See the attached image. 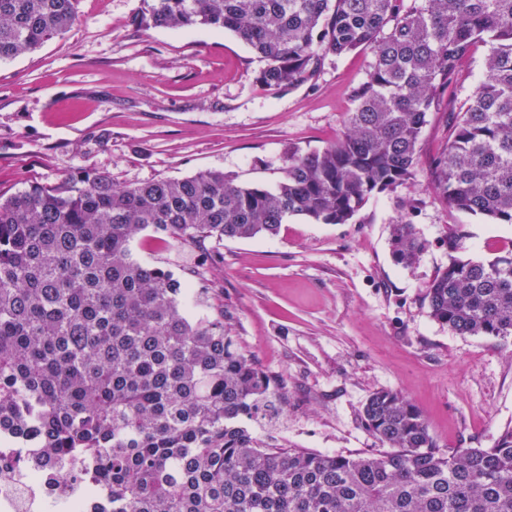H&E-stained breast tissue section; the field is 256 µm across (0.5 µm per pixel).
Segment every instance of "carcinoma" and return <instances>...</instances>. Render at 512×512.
I'll list each match as a JSON object with an SVG mask.
<instances>
[{"instance_id":"carcinoma-1","label":"carcinoma","mask_w":512,"mask_h":512,"mask_svg":"<svg viewBox=\"0 0 512 512\" xmlns=\"http://www.w3.org/2000/svg\"><path fill=\"white\" fill-rule=\"evenodd\" d=\"M77 0H0V62L65 36ZM139 27L232 32L278 91L329 56L372 54L350 90L345 130L288 151L271 187L222 171L117 186L106 172L0 194V427L15 448L82 462L98 512H512V427L492 448L438 449L421 411L377 390L360 421L380 449L276 447L244 420L269 406L270 377L233 349L224 314L193 318L207 284L137 260L151 230L194 249L275 236L295 216L347 224L413 175L429 116L488 47L483 79L457 112L433 189L448 206L512 224V0H151ZM424 292L429 317L459 335L512 337V250L459 257ZM413 267L414 225L392 227Z\"/></svg>"}]
</instances>
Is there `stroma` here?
I'll return each instance as SVG.
<instances>
[{
    "label": "stroma",
    "instance_id": "obj_1",
    "mask_svg": "<svg viewBox=\"0 0 512 512\" xmlns=\"http://www.w3.org/2000/svg\"><path fill=\"white\" fill-rule=\"evenodd\" d=\"M144 8L78 0L65 37L0 63L1 193L86 171L130 185L217 170L272 186L289 149H319L342 133L368 52L328 58L315 80L275 93L257 80L263 61L231 32L134 27ZM485 53L475 51L455 94L430 114L412 178L349 223L295 217L274 237L224 240L217 262L148 230L132 242L143 263L210 279L208 313H223L238 350L272 379L274 410L248 423L263 441L375 450L360 410L379 389L406 396L444 452L493 447L512 426V339L455 334L421 302L448 264L451 228L465 233V258L512 248V224L454 210L432 188L449 113L474 92ZM402 219L429 243L410 269L391 255Z\"/></svg>",
    "mask_w": 512,
    "mask_h": 512
}]
</instances>
